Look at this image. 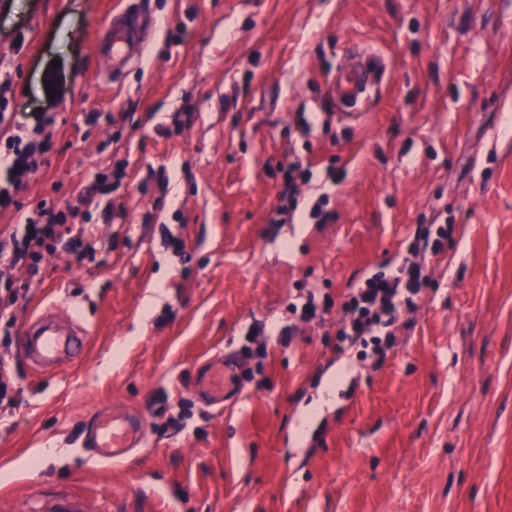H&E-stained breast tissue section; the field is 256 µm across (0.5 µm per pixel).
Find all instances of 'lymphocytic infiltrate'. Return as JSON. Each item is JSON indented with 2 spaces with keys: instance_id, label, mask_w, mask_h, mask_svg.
<instances>
[{
  "instance_id": "f902f5d3",
  "label": "lymphocytic infiltrate",
  "mask_w": 512,
  "mask_h": 512,
  "mask_svg": "<svg viewBox=\"0 0 512 512\" xmlns=\"http://www.w3.org/2000/svg\"><path fill=\"white\" fill-rule=\"evenodd\" d=\"M55 119L38 115L35 124L24 133L10 135L0 153V211L18 207L17 196L27 179L36 174L45 154L51 148L46 129ZM127 164L119 161L105 173L98 174L91 186L78 191L64 209L54 203L40 202L25 218L22 230L0 231V323L12 328L9 312L20 297L14 286V273L21 268L37 269L45 255L65 248L76 261L95 256L97 227L93 224H71L67 217L79 211L89 198L108 196L117 191L126 178ZM279 182L278 203L268 221L284 224L297 209L299 187L312 178L310 168L301 162L283 160L266 168ZM453 227L449 224H421L409 241L401 262L390 271L366 277L342 295L340 301L307 293L296 313L303 322H324L326 314L337 312L336 349L355 351L359 358L382 365L397 346L394 326L402 312L417 308L432 284L431 258L444 252Z\"/></svg>"
}]
</instances>
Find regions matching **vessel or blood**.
<instances>
[{"mask_svg": "<svg viewBox=\"0 0 512 512\" xmlns=\"http://www.w3.org/2000/svg\"><path fill=\"white\" fill-rule=\"evenodd\" d=\"M153 33L150 18L131 11L110 14L101 38L94 46L99 74L109 78L139 65L148 51ZM383 69L380 54L357 46L345 48L341 65L327 81L328 94L339 107L341 120L356 121L363 117L370 102L371 79ZM65 321L69 328L64 331L56 327L51 312L47 311L38 314L21 331L19 348L38 370L73 361L79 355L88 329L81 314L73 307H66ZM196 390L208 401H223V364L213 365L198 380ZM146 437V425L141 417L105 404L99 408L86 442L100 461L110 462L132 449L143 447ZM114 508L111 500L99 497L88 504L70 490L59 487L50 496L48 506H35L31 512H113Z\"/></svg>", "mask_w": 512, "mask_h": 512, "instance_id": "b4317fda", "label": "vessel or blood"}]
</instances>
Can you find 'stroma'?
<instances>
[{"mask_svg": "<svg viewBox=\"0 0 512 512\" xmlns=\"http://www.w3.org/2000/svg\"><path fill=\"white\" fill-rule=\"evenodd\" d=\"M129 7L156 23L149 52L98 82L93 43ZM355 42L386 71L344 123L325 86ZM0 83L5 112L55 118L0 230L129 163L112 195L125 218L95 203L71 218L97 225L94 260L61 249L17 273L12 336L53 304L89 334L39 378L0 346L19 392L0 412V512L48 480L124 512L152 494L156 512H512V0H0ZM301 112L329 130L303 142ZM287 154L313 178L293 223L271 224L265 166ZM444 222L432 286L382 366L337 352L336 315L290 312L301 289L338 297ZM257 322L298 331L270 343L261 381L228 374L223 404L204 405L198 374ZM105 403L147 425L109 465L83 446Z\"/></svg>", "mask_w": 512, "mask_h": 512, "instance_id": "35a3bbf8", "label": "stroma"}]
</instances>
